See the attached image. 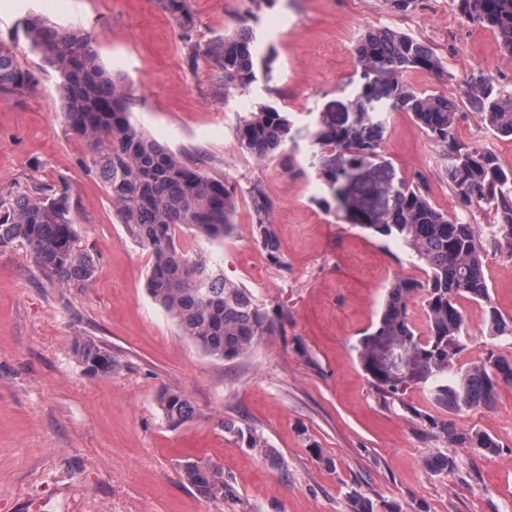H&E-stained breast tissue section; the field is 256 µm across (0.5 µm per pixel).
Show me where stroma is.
<instances>
[{"mask_svg": "<svg viewBox=\"0 0 512 512\" xmlns=\"http://www.w3.org/2000/svg\"><path fill=\"white\" fill-rule=\"evenodd\" d=\"M187 8L189 42L159 0H0V41L16 44L37 80L0 92V189L69 183L79 242L97 267L89 287L75 288L47 281L24 247L0 251V512H350L354 494L373 512H512V386L500 387L493 409L451 416L456 427L497 441L498 452L485 455L432 434L424 418L434 409L420 390L384 401L359 364L355 345L376 322L386 288L398 277L423 279L422 262L402 241L325 211L307 137L262 162L235 137L243 100L276 103L300 131L328 112L355 121L368 77L352 48L369 26L437 49L444 75L415 70L402 80L451 98L482 80L511 90L512 57L451 0H422L409 12L386 0H187ZM30 12L84 28L153 138L238 193L257 185L272 200L278 258L257 242L243 205L223 244L179 235L248 288L272 321L273 333L245 356L205 354L149 295L151 257L117 223L99 176L86 168L87 145L61 116L56 72L27 48L18 22ZM251 23L273 43L280 77L225 88L201 51ZM372 106L382 129L368 175L424 177L434 204L482 228L492 223L487 207L455 197L440 147L410 114L387 96ZM456 130L512 166V139L489 134L473 112H459ZM484 270L497 307L511 317L512 253L487 249ZM463 308L458 365L491 350L512 354L489 336L483 306ZM87 339L111 352V373L87 371L76 347ZM164 388L188 396L192 422L168 428L157 405ZM227 420L261 434L282 467L224 432ZM440 453L454 459L451 471L427 467ZM188 458L218 463L236 499L197 495L180 475Z\"/></svg>", "mask_w": 512, "mask_h": 512, "instance_id": "35a3bbf8", "label": "stroma"}]
</instances>
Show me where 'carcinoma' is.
Instances as JSON below:
<instances>
[{
  "label": "carcinoma",
  "instance_id": "obj_1",
  "mask_svg": "<svg viewBox=\"0 0 512 512\" xmlns=\"http://www.w3.org/2000/svg\"><path fill=\"white\" fill-rule=\"evenodd\" d=\"M185 31L193 27L185 0H162ZM455 9L490 31L500 51L512 56V0H452ZM20 27L30 52L41 56L58 74L62 118L69 130L87 142L89 167L99 174L112 198L118 223L152 258L147 290L179 324L183 334L207 355L232 361L246 355L272 325L251 291L231 282L224 269L181 248L176 230L184 228L210 244H221L236 223L238 194L224 180L208 174L197 162L175 153L146 134L130 108L126 87L101 65L97 49L77 24L61 27L38 14H28ZM221 73L224 87L273 81L277 57L263 47L253 28L243 25L224 40L204 49ZM356 61L372 80L384 86L401 110L440 147L448 185L461 203L493 209L492 233L433 204L418 184L401 181L387 188L369 182L353 194L347 188V166L338 167L313 155L312 168L324 185L321 203L346 224L384 237L394 236L425 265L426 279L397 278L386 288L378 320L359 340L357 357L372 387L384 398L398 400L409 387L426 392L443 413L494 405L501 386H512V359L493 353L456 367L464 349L466 320L461 300L482 304L490 335L512 341V318L495 305L484 272L486 244L503 246L512 239V167L498 156L459 139L456 117L466 108L485 129L512 138V90L490 84L450 99L435 91L404 84L409 71H446L443 57L426 42L387 26L363 30L353 46ZM35 83L17 49L0 41V91L22 90ZM357 130L336 120H321L308 129L312 145L340 151L348 166H363L376 156L380 121L357 105ZM240 148L258 160L283 155L296 130L288 113L263 102L239 115L235 129ZM70 187H13L0 191V249L24 246L37 268L51 282L85 288L96 264L79 245L70 206ZM256 239L272 258L279 245L272 230V202L255 186L247 194ZM423 295L427 331H416L410 303ZM87 369L112 372V356L93 340L77 344ZM157 404L167 426L176 430L196 411L182 392L164 389ZM435 435L453 445L497 453L489 435L463 432L442 416L428 417ZM224 431L245 440L273 465L280 453L255 431L224 422ZM182 478L203 498L236 497L216 463L198 461L180 468Z\"/></svg>",
  "mask_w": 512,
  "mask_h": 512
}]
</instances>
